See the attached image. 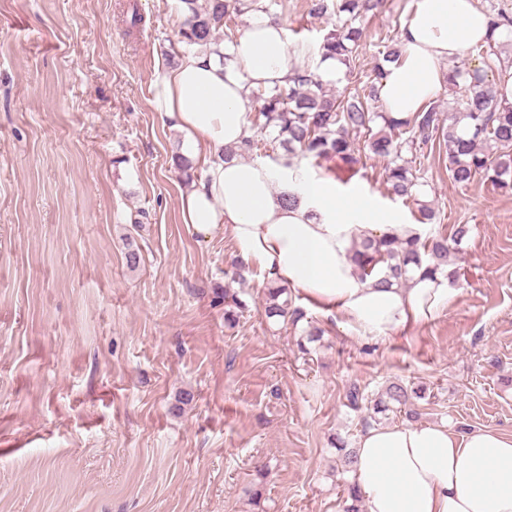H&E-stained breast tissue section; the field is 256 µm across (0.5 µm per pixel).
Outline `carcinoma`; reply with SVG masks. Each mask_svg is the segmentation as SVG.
<instances>
[{
  "label": "carcinoma",
  "mask_w": 512,
  "mask_h": 512,
  "mask_svg": "<svg viewBox=\"0 0 512 512\" xmlns=\"http://www.w3.org/2000/svg\"><path fill=\"white\" fill-rule=\"evenodd\" d=\"M183 4V23L180 43L185 50L195 45L218 43L217 34L228 42L235 40L237 18L247 13L272 16L271 8L277 0H179ZM308 14L314 18L338 13L341 18L322 37L318 45L321 59L333 58L346 67L358 55L363 29L356 21L375 14L384 6V0H308ZM489 36L486 41L471 47L480 58V66L471 68L463 60L448 67V89L461 94L462 109L444 112L441 105L431 102L411 116L395 119L388 112H375L369 102L378 94V84L386 75L383 65L376 64L368 81L346 94H334L324 89L322 77L310 69H294L286 84L251 93L257 111L253 133L239 146L245 152L259 149V136L269 134L288 151L315 160L336 158L347 168L362 164L356 136L365 134V147L374 157L384 161V184L394 197L412 196L418 183L417 168L404 159L403 153L416 155L428 144L448 160V172L460 185H469L480 175L504 192H512V102L500 97L498 85L489 79V72L499 69L505 61L504 47L512 48V16L505 12L489 13ZM452 247L448 237L431 233L401 236L387 233L366 237L355 243L350 259L361 277L372 275L376 266L386 268L385 277L376 285L403 286L411 272L434 274L448 264ZM243 302L224 287V322L233 328L239 321L238 310ZM264 313L275 321L298 322L304 317L298 307H291L288 289L269 285L264 293ZM426 398L422 384L405 385L392 382L373 400L371 410L384 414L394 409H405L416 400ZM331 445L340 452L341 473L352 471L356 453L347 448L340 438ZM343 512H361V493L356 484L344 489Z\"/></svg>",
  "instance_id": "obj_1"
}]
</instances>
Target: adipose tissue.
<instances>
[{
    "label": "adipose tissue",
    "instance_id": "obj_1",
    "mask_svg": "<svg viewBox=\"0 0 512 512\" xmlns=\"http://www.w3.org/2000/svg\"><path fill=\"white\" fill-rule=\"evenodd\" d=\"M487 33L474 0H411L401 56L380 84L386 111L404 118L419 111L440 90L446 63ZM291 72L285 26L261 16L233 44L195 47L158 73L151 104L183 134L188 158L201 171L180 194L183 224L202 236L229 228L247 265L325 312H340L351 329L378 335L432 320L457 294L447 273L379 288L360 278L349 259L354 241L420 235L423 225L394 217L369 223L359 199H337L328 184L308 178L296 205H287L274 185L288 189L292 182L279 168L225 158V147L252 134V115L244 110L251 92L285 84ZM355 451L351 479L364 512H512V435H460L444 423L408 422L368 427Z\"/></svg>",
    "mask_w": 512,
    "mask_h": 512
}]
</instances>
